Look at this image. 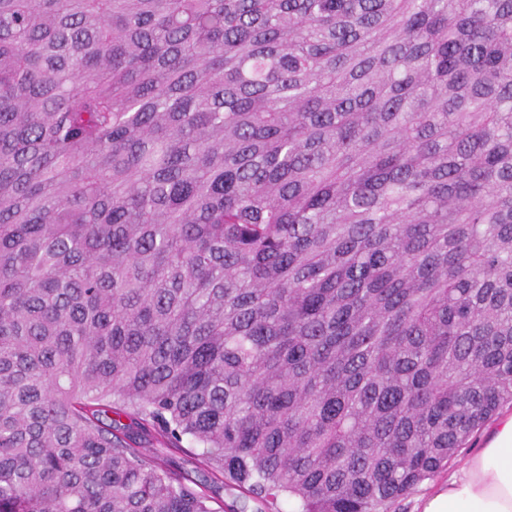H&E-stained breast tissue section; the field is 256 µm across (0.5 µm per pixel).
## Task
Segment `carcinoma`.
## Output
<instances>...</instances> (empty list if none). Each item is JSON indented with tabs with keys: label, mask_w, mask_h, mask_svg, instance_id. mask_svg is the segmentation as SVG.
I'll list each match as a JSON object with an SVG mask.
<instances>
[{
	"label": "carcinoma",
	"mask_w": 512,
	"mask_h": 512,
	"mask_svg": "<svg viewBox=\"0 0 512 512\" xmlns=\"http://www.w3.org/2000/svg\"><path fill=\"white\" fill-rule=\"evenodd\" d=\"M506 405L512 0H0V512H390ZM189 443L184 440L182 448H165L160 445H156V448L164 454H167V458L171 461L173 468L188 472L193 477L197 474L196 472L200 467L202 448H190Z\"/></svg>",
	"instance_id": "1"
}]
</instances>
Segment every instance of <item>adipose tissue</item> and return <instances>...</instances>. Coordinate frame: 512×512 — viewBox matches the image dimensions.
<instances>
[{
  "label": "adipose tissue",
  "instance_id": "ef3b65f1",
  "mask_svg": "<svg viewBox=\"0 0 512 512\" xmlns=\"http://www.w3.org/2000/svg\"><path fill=\"white\" fill-rule=\"evenodd\" d=\"M421 512H512V414L498 417L484 447L449 474Z\"/></svg>",
  "mask_w": 512,
  "mask_h": 512
}]
</instances>
